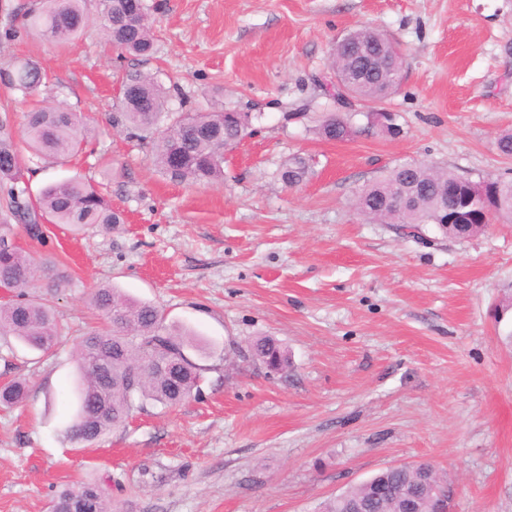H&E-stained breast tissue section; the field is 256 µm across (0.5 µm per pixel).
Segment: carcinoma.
Returning <instances> with one entry per match:
<instances>
[{
  "label": "carcinoma",
  "mask_w": 512,
  "mask_h": 512,
  "mask_svg": "<svg viewBox=\"0 0 512 512\" xmlns=\"http://www.w3.org/2000/svg\"><path fill=\"white\" fill-rule=\"evenodd\" d=\"M104 39L121 54L149 57L154 53L146 0H103L100 3ZM30 28L54 44L74 40L87 26L86 0H38L26 18ZM363 46L359 54L346 44H336L334 67L339 88L371 104L382 102L400 84L404 70L401 50L377 30L356 32ZM45 74L31 59L0 62V83L25 97L40 93ZM171 90L150 74L132 75L124 82L121 97L112 105L109 121L141 140L153 138L158 166L173 181L204 183L224 176V151L236 147L252 134V121L239 124L231 109L178 112L170 124L155 134L159 118L167 108ZM326 140L348 137L351 127L330 113L317 129ZM89 127L80 112L60 105H45L24 115L20 128L5 114L0 117V190L6 200L5 216L25 224L31 237L41 239L37 218L48 224H66L76 230H112L124 223L100 189L80 178H69L44 187L33 200L23 172L19 142L36 153L58 162L83 149ZM309 165L296 157L283 172L288 185L300 183ZM401 186L418 191L420 208L408 210L390 203ZM467 196L482 195L484 183L455 175L422 163L404 169L397 165L386 175L360 188L357 209L379 224H399L405 234L415 237L419 228L434 224L451 238L464 239L485 230L487 223L466 227L448 224V190ZM495 207L494 216L512 215V179L498 178L488 189ZM13 228L0 224V288L14 299L0 305V335L13 336L31 349L47 352L57 342L56 316L46 301L29 298V289L45 282L52 288L70 280L67 269L48 260L40 265L12 243ZM91 304L104 315L103 328L86 334L78 358L79 374L74 393L77 407L67 437L92 442L109 434L151 402L173 406L197 388L201 368L186 354L190 338L164 325L160 311L148 302L130 299L116 289L95 290ZM252 356L267 361L279 371L288 366V356L271 338L251 345ZM27 394V383L10 381L0 386V407L11 408ZM431 480L442 490V477L428 463L412 467L387 468L369 484L349 488L339 497L324 501L319 512H356L367 503L365 512H400L402 497ZM59 512H109L107 497L98 481H86L59 490L54 499Z\"/></svg>",
  "instance_id": "cac0c4a2"
}]
</instances>
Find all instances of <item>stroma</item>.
I'll return each mask as SVG.
<instances>
[{
    "label": "stroma",
    "mask_w": 512,
    "mask_h": 512,
    "mask_svg": "<svg viewBox=\"0 0 512 512\" xmlns=\"http://www.w3.org/2000/svg\"><path fill=\"white\" fill-rule=\"evenodd\" d=\"M31 0H0V60L31 58L40 96L89 121L90 144L62 165L23 153L31 194L80 177L103 186L124 224L43 240L14 237L65 265L50 354L0 337V383L28 385L0 409V512H51L64 485L95 479L114 512H317L381 469L427 462L448 512H512V221L465 240L417 238L357 212L355 194L396 164L479 180L512 175L496 141L512 130V0H146L154 56L118 55L90 20L58 47L25 27ZM376 29L405 56L385 102L398 138L366 103L333 99L338 40ZM176 83L172 112L214 102L253 117L224 176L172 182L144 142L108 122L127 77ZM353 135L317 133L325 113ZM309 163L286 185L289 158ZM157 306L191 334L199 392L147 404L94 443L70 441L85 334L99 286ZM287 352L272 374L250 352ZM252 356L260 359L263 363L266 360L279 371H284L288 366V356L281 346L271 338H260L251 345ZM268 367L270 373H279L278 370Z\"/></svg>",
    "instance_id": "35a3bbf8"
}]
</instances>
